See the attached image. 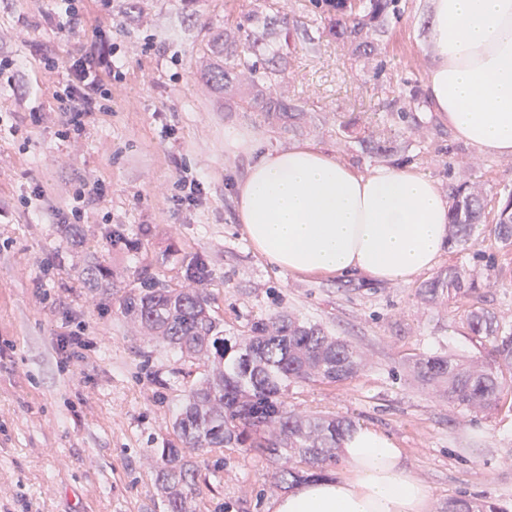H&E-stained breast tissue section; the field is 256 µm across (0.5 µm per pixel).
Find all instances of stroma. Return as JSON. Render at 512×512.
<instances>
[{
	"mask_svg": "<svg viewBox=\"0 0 512 512\" xmlns=\"http://www.w3.org/2000/svg\"><path fill=\"white\" fill-rule=\"evenodd\" d=\"M79 8L84 30L73 34L60 30L52 0H0V33L13 36L0 50L31 90L20 97L0 88V512H164L152 451L173 439L174 416L204 367L139 333L118 298L146 280L185 285L184 270L197 257L208 266L204 291L225 335L292 313L363 353V370L345 382L290 384L289 406L345 415L392 436L431 490L425 512H448L464 494L512 512V406L472 416L412 372L421 355L486 356L463 309L422 299L427 271L406 283L279 274L237 219L235 185L248 158L224 148L229 129L269 149L307 141L362 169L414 166L444 190L479 184L498 208L512 189L511 158L483 155L426 111L411 146L402 145L408 125L399 115L410 90L425 83V0H398L370 57L322 37L310 0H198L192 15L182 0H81ZM283 15L294 25L288 90L314 115L294 132L259 112L228 111L202 77L206 34L248 22L276 34ZM100 27L119 50L125 79L112 86L111 111L95 114L78 140L58 138L59 104L44 90L33 46L52 45L64 58ZM33 112L42 123L30 135ZM382 129L394 132L398 153H363L361 138ZM184 176L203 181L201 205H174V184ZM84 177L104 182L108 193L75 235L44 213L69 211ZM37 185L45 198L22 205ZM113 229L124 242L111 243ZM98 264L108 276L97 288L81 272ZM451 265L476 272L469 305L512 323V248L492 226L466 248L446 249L435 270ZM70 320L82 323L90 344L71 359L62 349ZM192 460L207 477L198 512H273L281 492L270 484L275 465L265 456L228 448Z\"/></svg>",
	"mask_w": 512,
	"mask_h": 512,
	"instance_id": "35a3bbf8",
	"label": "stroma"
}]
</instances>
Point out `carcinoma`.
<instances>
[{
    "instance_id": "cac0c4a2",
    "label": "carcinoma",
    "mask_w": 512,
    "mask_h": 512,
    "mask_svg": "<svg viewBox=\"0 0 512 512\" xmlns=\"http://www.w3.org/2000/svg\"><path fill=\"white\" fill-rule=\"evenodd\" d=\"M397 0H311L323 14L326 35L354 44L359 53L374 50L377 22L395 10ZM218 62L203 73L206 82L224 92L229 111L256 110L272 126H300L306 121L300 99L284 89L282 49L251 31L240 39L224 35L215 51ZM368 153L390 155L387 140L372 134L360 140ZM483 192L476 186L451 188L448 242L470 244L487 223ZM503 247L512 246V193L493 217ZM476 290L468 269L452 265L420 287L428 302L461 300ZM120 313L145 329L150 339L176 349L190 362L206 365L192 385L174 421L175 439L155 449L157 484L166 512H196L199 473L190 460L194 450H258L280 463L273 474L281 488L311 477L338 461L344 435L352 428L344 416L306 415L284 399L290 382L336 384L361 371L364 359L346 340L319 324L290 314L255 321L246 333L228 339L198 288H158L145 282L119 298ZM472 335L489 345L488 359L429 355L415 359L414 373L438 389L448 402L474 414L497 410L512 394V328L482 308L466 313ZM448 512H503L485 500L457 501Z\"/></svg>"
}]
</instances>
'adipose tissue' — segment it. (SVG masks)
Instances as JSON below:
<instances>
[{"mask_svg": "<svg viewBox=\"0 0 512 512\" xmlns=\"http://www.w3.org/2000/svg\"><path fill=\"white\" fill-rule=\"evenodd\" d=\"M425 89L430 111L456 138L512 158V0H428ZM249 154L237 218L254 249L284 274L407 282L448 246L449 202L412 166L367 171L307 142ZM341 478H320L273 503V512H424L429 487L401 460L394 439L371 426L343 440Z\"/></svg>", "mask_w": 512, "mask_h": 512, "instance_id": "1", "label": "adipose tissue"}]
</instances>
